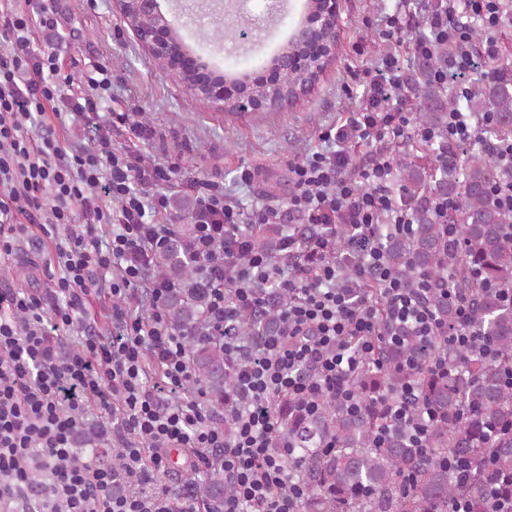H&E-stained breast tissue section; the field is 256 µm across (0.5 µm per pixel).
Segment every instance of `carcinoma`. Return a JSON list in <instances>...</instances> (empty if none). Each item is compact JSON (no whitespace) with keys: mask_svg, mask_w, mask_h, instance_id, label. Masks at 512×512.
I'll return each instance as SVG.
<instances>
[{"mask_svg":"<svg viewBox=\"0 0 512 512\" xmlns=\"http://www.w3.org/2000/svg\"><path fill=\"white\" fill-rule=\"evenodd\" d=\"M200 27L207 40H234L245 34L230 26L222 32H208L204 23ZM185 50L177 29H171L170 50L162 62L172 67L171 59ZM323 69L285 70L267 89L244 73L229 78L245 92L294 101ZM466 103L476 114H493L485 139L512 138V81L489 82L472 91ZM456 107L454 99L430 84L420 96L418 119L440 132ZM399 178L410 202L429 191L457 200L448 221L457 227L459 247L449 244L440 218L419 206L412 236L387 242L386 263L409 285L422 273L450 276L451 287L470 304L473 329L492 343L495 356H468L449 345L446 336L428 343L405 331L392 336L391 326L383 323L374 356L351 379L363 400L361 411L353 413L343 401L328 400L319 412L308 415L297 399L281 398L277 414L282 437L296 452L290 475L307 487L300 512H449L459 495L469 498L471 512H488L491 493L512 496V385L504 378L512 369V303L503 297V291H512V216L491 193L501 178L500 168L489 154L470 151L442 168L402 161ZM186 236L178 231V238L154 259L160 274L182 284L166 301L168 318L177 327L197 324L207 307L181 248ZM280 240V229L272 224L254 233L255 248L274 258ZM265 294L263 308L240 315L232 329L237 341L257 345L261 336L278 330V311L288 298L271 289ZM425 303L441 323L456 325L455 307L439 291L427 295ZM189 361L211 399L230 402L236 361L224 351V342L191 344ZM407 385L414 386L418 403L434 415L425 448L412 447L406 430L390 424L379 404L401 396ZM330 440L336 447H325ZM448 457L471 462L467 479L448 471ZM201 488L208 512H224L231 486L220 461L211 462Z\"/></svg>","mask_w":512,"mask_h":512,"instance_id":"cac0c4a2","label":"carcinoma"}]
</instances>
